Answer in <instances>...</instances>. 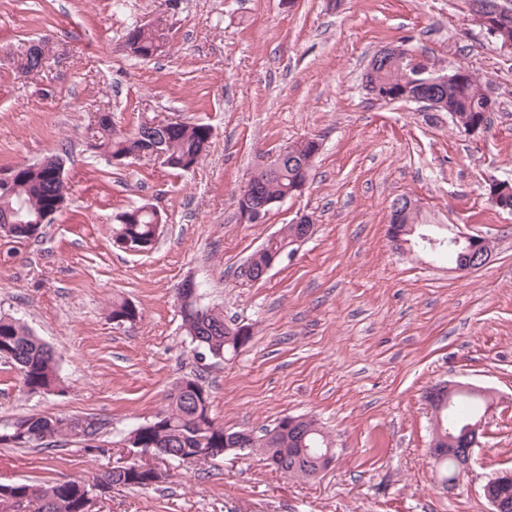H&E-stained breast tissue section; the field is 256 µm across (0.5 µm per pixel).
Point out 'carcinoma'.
Wrapping results in <instances>:
<instances>
[{"label":"carcinoma","instance_id":"carcinoma-1","mask_svg":"<svg viewBox=\"0 0 512 512\" xmlns=\"http://www.w3.org/2000/svg\"><path fill=\"white\" fill-rule=\"evenodd\" d=\"M492 3L499 11L498 20L512 27V7L502 0H471V7ZM140 42L134 56L148 60L157 54L160 45L168 40L165 29L155 28L139 34ZM409 61L401 60L375 75L365 74L364 84L369 86L373 99L392 102L398 99V91L414 76L408 69ZM446 112L452 122L469 131L477 125H487L491 109L490 97L483 90L477 77L462 67L456 68L455 79L440 94ZM155 135L166 141L170 163L174 170L188 171L190 164L207 151L213 137L208 124L167 122L155 129ZM90 148L108 156L127 155L135 157L142 148L137 132L117 131L112 120L98 124L92 134ZM316 148L309 138L289 147L288 159L271 168L263 181L258 183V192L267 198H280L288 193L289 186L298 176L301 163ZM52 163L40 170H22L14 179L8 197L0 192V218L12 211L17 203L26 207L33 215L47 211L57 197L59 183L52 176ZM160 223L154 214L134 207L121 214L115 243L126 242L140 252L151 251L159 237ZM298 229L289 224L277 236L269 239L266 248L272 252H291ZM108 317L120 324L128 319L140 317L138 308L126 299L112 301ZM183 326L190 344L201 347L211 358L222 359L239 352L237 337L224 334V312L216 307H204L202 312L182 311ZM10 353L8 360L18 369L23 390L29 394L63 392L61 388L59 360L53 349L36 336L22 321L0 314V352ZM486 398L463 391L457 393L451 405L440 413L443 433L460 435L466 426L481 417ZM84 418L74 416H48L32 414L0 424V445L14 448H46L60 440L79 443L89 453H99L102 448L94 445L92 432L83 425ZM224 425L211 416L210 390L202 378L190 374L180 378L169 390L165 404L153 418L137 426L131 448H150L159 457L192 467L220 459L224 453ZM332 440L310 417L296 433L270 435L266 428L255 435L248 451L262 457L267 465L277 471L300 480L311 479L318 458L331 447ZM167 477L163 470H139L129 468L113 478L100 477L103 492L116 487L149 490ZM92 486L76 480H56L43 483L18 481L0 484V512H85L86 493Z\"/></svg>","mask_w":512,"mask_h":512}]
</instances>
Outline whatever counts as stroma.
Returning a JSON list of instances; mask_svg holds the SVG:
<instances>
[{
    "mask_svg": "<svg viewBox=\"0 0 512 512\" xmlns=\"http://www.w3.org/2000/svg\"><path fill=\"white\" fill-rule=\"evenodd\" d=\"M159 17L167 46L128 55L130 24ZM32 41L44 63L25 74ZM389 45L475 73L495 102L489 128L471 135L447 113L372 100L362 77ZM102 113L125 132L158 119L204 122L214 136L187 172L150 158L115 165L88 146ZM308 138L321 150L306 189L264 223H239L252 173ZM51 154L65 162L67 200L38 239L0 238V313L54 347L65 391L25 393L0 358V419L88 415L111 448L0 447V484L93 480L120 460L121 435L196 371L225 428L315 417L334 466L302 481L253 454L171 465L156 489L114 488L93 512H488L481 484L512 466V213L488 194L490 180L512 181V54L475 24L470 0H0V173ZM401 196L417 201L419 223L491 240L489 264L460 275L446 257L397 252L387 228ZM143 205L160 213L161 235L133 254L113 229ZM303 214L310 237L262 281L242 278L247 258ZM189 279L202 305L251 327L233 359L194 358L178 300ZM116 298L141 318L108 320ZM440 380L499 397L451 495L428 454L424 393Z\"/></svg>",
    "mask_w": 512,
    "mask_h": 512,
    "instance_id": "obj_1",
    "label": "stroma"
}]
</instances>
